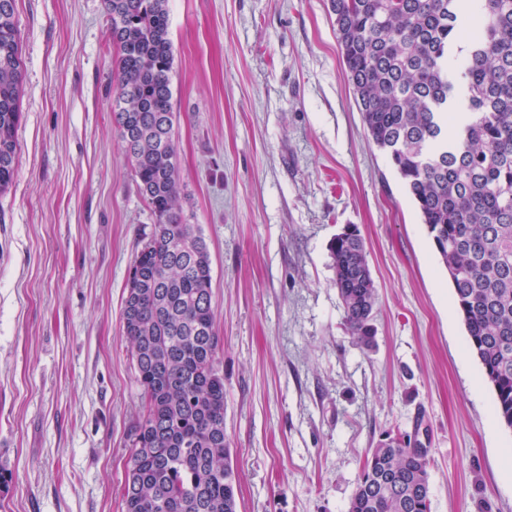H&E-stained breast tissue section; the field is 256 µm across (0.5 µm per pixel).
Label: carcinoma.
<instances>
[{"instance_id": "cac0c4a2", "label": "carcinoma", "mask_w": 512, "mask_h": 512, "mask_svg": "<svg viewBox=\"0 0 512 512\" xmlns=\"http://www.w3.org/2000/svg\"><path fill=\"white\" fill-rule=\"evenodd\" d=\"M0 0V194L16 171L20 30ZM112 112L154 217L127 283L123 335L142 389L124 512H238L224 435L212 266L182 216L168 0H104ZM364 129L414 200L471 351L512 428V0H329ZM349 331L372 338L378 291L354 225L331 244ZM347 512H431L430 449H370Z\"/></svg>"}]
</instances>
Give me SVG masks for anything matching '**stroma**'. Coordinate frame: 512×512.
Wrapping results in <instances>:
<instances>
[{"label": "stroma", "mask_w": 512, "mask_h": 512, "mask_svg": "<svg viewBox=\"0 0 512 512\" xmlns=\"http://www.w3.org/2000/svg\"><path fill=\"white\" fill-rule=\"evenodd\" d=\"M181 204L212 262L238 512H346L369 448L418 431L431 512H512V429L446 269L369 141L328 0H169ZM17 171L0 195V512H122L141 388L122 334L154 218L112 112L103 0H16ZM364 238L372 346L329 246Z\"/></svg>", "instance_id": "stroma-1"}]
</instances>
